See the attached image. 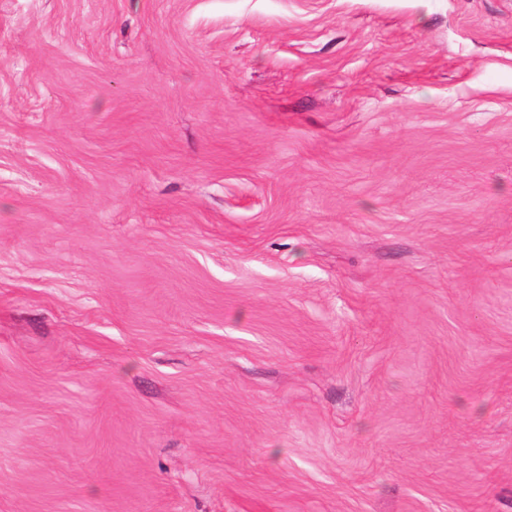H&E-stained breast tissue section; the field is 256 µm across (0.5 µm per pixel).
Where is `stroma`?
Returning a JSON list of instances; mask_svg holds the SVG:
<instances>
[{"label": "stroma", "instance_id": "stroma-1", "mask_svg": "<svg viewBox=\"0 0 512 512\" xmlns=\"http://www.w3.org/2000/svg\"><path fill=\"white\" fill-rule=\"evenodd\" d=\"M0 512H512V0H0Z\"/></svg>", "mask_w": 512, "mask_h": 512}]
</instances>
